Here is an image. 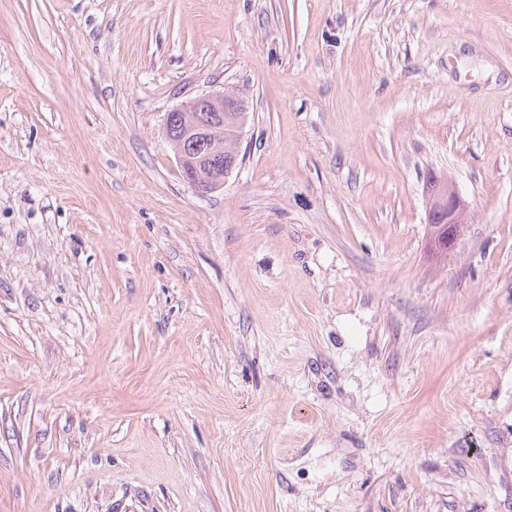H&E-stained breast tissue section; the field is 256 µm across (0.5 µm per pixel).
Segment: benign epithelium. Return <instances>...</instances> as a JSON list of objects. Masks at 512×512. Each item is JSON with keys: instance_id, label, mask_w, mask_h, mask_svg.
Returning a JSON list of instances; mask_svg holds the SVG:
<instances>
[{"instance_id": "obj_1", "label": "benign epithelium", "mask_w": 512, "mask_h": 512, "mask_svg": "<svg viewBox=\"0 0 512 512\" xmlns=\"http://www.w3.org/2000/svg\"><path fill=\"white\" fill-rule=\"evenodd\" d=\"M238 100L233 93L215 92L202 94L190 101L183 112L185 123L190 126L193 139L180 146L177 159L184 177L199 192L209 193L224 185L228 170L222 166L201 164L190 155L207 151L208 159H220L229 153L238 161L242 124L224 126V102ZM427 223L446 224L448 233L441 242L453 246L466 223L467 204L455 184L447 178L434 176L427 184Z\"/></svg>"}]
</instances>
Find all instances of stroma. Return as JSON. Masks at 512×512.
Returning <instances> with one entry per match:
<instances>
[{
  "mask_svg": "<svg viewBox=\"0 0 512 512\" xmlns=\"http://www.w3.org/2000/svg\"><path fill=\"white\" fill-rule=\"evenodd\" d=\"M0 512H512V0H0ZM227 99L237 101L239 98L234 93L229 92L202 94L190 101L185 108H177L169 112L170 121L169 114L165 118L166 136V122L169 121L170 144L175 153L180 146L177 159L184 177L201 193H209L223 186L228 177V169L224 168L231 163V156L233 157L231 168L238 161L243 122L233 124L237 119L243 120L247 112H245L246 107L242 100L240 105H235L230 101L224 105ZM200 112H203V114L201 115ZM206 112H212V114ZM243 113L245 114L242 115ZM184 121L190 126L193 133V139L188 141L185 146H183V143L180 145L186 134ZM224 122L233 126L224 127ZM205 149L211 154L202 159L223 158L224 165L215 167V162L212 165L209 163L202 165V159L188 157L196 152H199L197 153V156H199ZM224 150L231 156L224 154ZM428 209L427 223L431 228L435 224H448V234L441 239L448 242V249L460 235L461 224H467V204L455 184L447 178L435 175L426 187Z\"/></svg>",
  "mask_w": 512,
  "mask_h": 512,
  "instance_id": "1",
  "label": "stroma"
}]
</instances>
